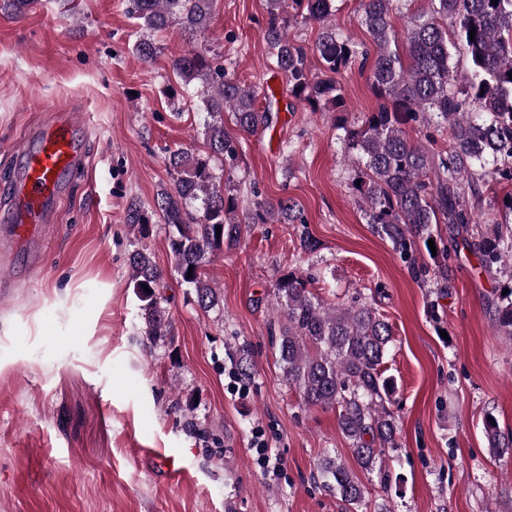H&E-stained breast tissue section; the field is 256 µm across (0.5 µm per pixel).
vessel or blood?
Instances as JSON below:
<instances>
[{"label": "vessel or blood", "instance_id": "obj_1", "mask_svg": "<svg viewBox=\"0 0 512 512\" xmlns=\"http://www.w3.org/2000/svg\"><path fill=\"white\" fill-rule=\"evenodd\" d=\"M74 121L61 116L41 130L36 141L24 142L26 165L13 197L20 221L12 228L16 240L39 233L47 204L56 196L63 174L73 168L80 149L72 136Z\"/></svg>", "mask_w": 512, "mask_h": 512}]
</instances>
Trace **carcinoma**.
Returning a JSON list of instances; mask_svg holds the SVG:
<instances>
[{
	"label": "carcinoma",
	"instance_id": "cac0c4a2",
	"mask_svg": "<svg viewBox=\"0 0 512 512\" xmlns=\"http://www.w3.org/2000/svg\"><path fill=\"white\" fill-rule=\"evenodd\" d=\"M145 31L134 49L145 61L162 53L151 34L176 23L194 35L207 29L214 0H130ZM332 0H268L263 39L276 67L288 77L291 95L312 110L344 108L335 75L349 68L361 51L349 37L328 23ZM403 0H361L362 22L372 41L371 85L382 99L358 128L346 130L351 148L365 159L353 194L366 223L375 226L399 253L411 274L432 278L448 287V239L439 225L449 224L458 235L470 225L502 224L497 197L484 198L487 177L512 181V0H428L429 8L412 14L402 33L391 16ZM35 0H0V10L26 14ZM318 25L316 53L323 72L312 73L306 50L288 39L287 9ZM451 18L452 30L441 25ZM475 37H469L470 30ZM408 59H403L398 42ZM465 53L469 67L455 70L453 52ZM173 71L185 82L202 81L206 118L202 124V154L185 149L168 152L170 182L154 198V214L164 224L170 254L183 282L193 288L205 312L219 306L220 295L205 276L204 266L224 246L236 244L245 224H302L294 201L260 200L239 213L236 195L224 190V172L238 158L236 133L253 134L269 128L272 113L257 106L258 88L241 84L205 45L171 59ZM229 121H224V116ZM448 129V148H433L431 136L414 142L404 126ZM127 220L141 236L149 232L141 206L128 208ZM221 233H216V227ZM434 240L432 254L428 240ZM478 268L491 273L512 261V230L481 234L468 243ZM130 285L143 305L145 336L154 343L172 339L167 300L154 289L163 276L146 248L128 256ZM192 276H187V273ZM313 277L291 272L275 281L278 326L269 327L278 350L283 376L306 406L336 410L337 425L348 441L358 467L384 472L386 453L398 448V423L387 408L396 391L385 375L393 341L392 327L372 305L358 297L329 304L308 289ZM497 328L512 340V288L499 299ZM240 379L253 375L248 349L241 345L230 356ZM485 434L497 453L512 452V436L504 437L488 422ZM317 478L335 491L348 512L365 504V489L350 467L325 455Z\"/></svg>",
	"mask_w": 512,
	"mask_h": 512
}]
</instances>
